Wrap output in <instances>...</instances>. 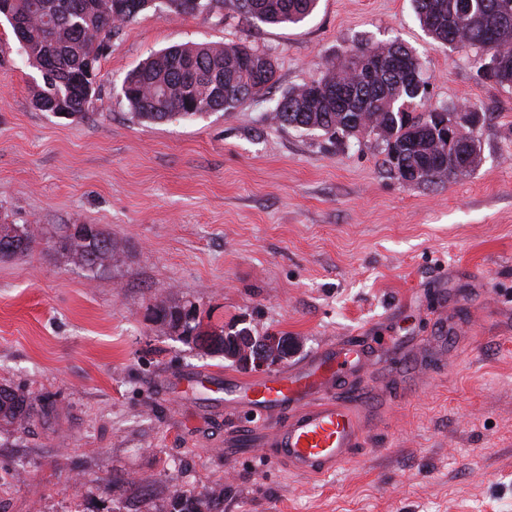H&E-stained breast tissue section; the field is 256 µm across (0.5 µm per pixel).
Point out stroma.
Segmentation results:
<instances>
[{
	"label": "stroma",
	"mask_w": 512,
	"mask_h": 512,
	"mask_svg": "<svg viewBox=\"0 0 512 512\" xmlns=\"http://www.w3.org/2000/svg\"><path fill=\"white\" fill-rule=\"evenodd\" d=\"M393 41L422 61L425 109L484 112L473 171L407 183L375 135L268 121L282 92ZM242 42L278 82L235 111L150 122L121 92L171 45ZM41 83L0 17V222L34 235L0 259V386L33 407L0 422V512H169L177 490L222 512H512V87L474 52L435 42L412 0H318L289 26L147 9L100 58L87 118L35 109ZM66 224L107 229L120 263L72 264L51 245ZM162 302L296 338L285 370L359 340L346 384L377 420L356 456L308 478L235 448L224 376L243 370L154 321ZM178 375L206 381L174 403Z\"/></svg>",
	"instance_id": "1"
}]
</instances>
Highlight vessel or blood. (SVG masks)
<instances>
[{
	"instance_id": "b4317fda",
	"label": "vessel or blood",
	"mask_w": 512,
	"mask_h": 512,
	"mask_svg": "<svg viewBox=\"0 0 512 512\" xmlns=\"http://www.w3.org/2000/svg\"><path fill=\"white\" fill-rule=\"evenodd\" d=\"M368 353L347 341L324 346L300 365L261 378L224 377L225 403L256 419L235 438L303 476H326L352 460L373 411L361 396L341 397L344 378L363 369Z\"/></svg>"
}]
</instances>
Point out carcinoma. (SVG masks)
Instances as JSON below:
<instances>
[{
	"label": "carcinoma",
	"mask_w": 512,
	"mask_h": 512,
	"mask_svg": "<svg viewBox=\"0 0 512 512\" xmlns=\"http://www.w3.org/2000/svg\"><path fill=\"white\" fill-rule=\"evenodd\" d=\"M7 0L13 15L14 34L29 62L42 73L43 86L33 96V105L42 112L66 111L84 116L93 111L96 98L89 95L83 67L92 57L99 60L109 38L121 25L139 12L152 8L175 14L196 11L222 13L227 0ZM317 0H232L236 12L247 21L290 25L302 22L316 7ZM461 0H414L422 26L438 41L458 48H477L485 77L502 86H512V20L503 36L490 34L497 26L501 7L512 10V0H466V8L455 12L451 4ZM371 54L380 59L381 74L365 80L354 57ZM422 67L420 59L407 47L390 43L360 47L338 64L328 67L312 84L284 92L270 109L269 119L278 126L319 130L330 139L350 134V117L361 112L387 129L394 139L398 162L387 153L391 168L403 176L402 169H418L421 182L434 183L457 172L445 158L446 143L440 125L446 113H415L424 94L413 85L410 74ZM275 61L241 43L174 45L149 57L129 73L122 86L123 95L134 113L146 120L161 122L176 116L193 117L208 112H233L244 100L264 97L277 83ZM12 224H0V246L14 244ZM24 238L16 245L15 256L28 254L33 236L23 228ZM112 243L110 234L97 233L73 256L82 268L107 266L92 256ZM198 330L195 340L211 353L233 359L247 337L234 333ZM31 405L14 391L0 388V420L23 425ZM220 497L200 499L175 491L169 512H217Z\"/></svg>",
	"instance_id": "cac0c4a2"
}]
</instances>
